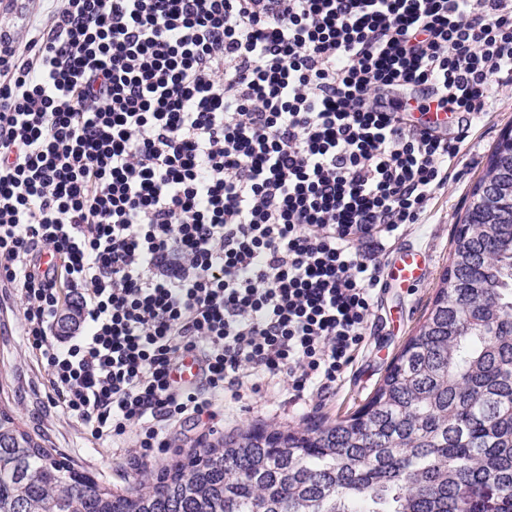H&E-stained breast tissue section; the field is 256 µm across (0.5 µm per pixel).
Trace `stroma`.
<instances>
[{
  "instance_id": "35a3bbf8",
  "label": "stroma",
  "mask_w": 512,
  "mask_h": 512,
  "mask_svg": "<svg viewBox=\"0 0 512 512\" xmlns=\"http://www.w3.org/2000/svg\"><path fill=\"white\" fill-rule=\"evenodd\" d=\"M42 11L40 0H0V29L11 32L18 47H25L30 38L28 26ZM507 128H512V85L500 89L487 120L469 129L458 173L445 191L429 202L423 223L405 227L398 240L399 245H412L429 254L431 264L425 282L409 290L388 288L379 293L364 346L333 389L299 401L278 390L247 394L243 410L226 416L225 431L270 423L302 427L321 418L350 415L368 401L393 358L423 322L449 263L455 222L464 214L470 191ZM21 328L17 297L0 299V404L6 405L22 429L44 447L99 483L124 489L141 473L171 465L191 450L211 443L207 427L192 421L172 430L168 448L140 464L131 463L125 449L99 447L86 426L62 407L48 405L44 390L47 374L27 351Z\"/></svg>"
}]
</instances>
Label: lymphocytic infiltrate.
I'll return each instance as SVG.
<instances>
[{"mask_svg":"<svg viewBox=\"0 0 512 512\" xmlns=\"http://www.w3.org/2000/svg\"><path fill=\"white\" fill-rule=\"evenodd\" d=\"M508 85L512 0H51L25 52L0 30V283L48 401L146 458L246 393L331 389L379 235Z\"/></svg>","mask_w":512,"mask_h":512,"instance_id":"f902f5d3","label":"lymphocytic infiltrate"}]
</instances>
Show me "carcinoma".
<instances>
[{
	"mask_svg": "<svg viewBox=\"0 0 512 512\" xmlns=\"http://www.w3.org/2000/svg\"><path fill=\"white\" fill-rule=\"evenodd\" d=\"M512 138L453 236L425 320L364 407L247 426L124 492L54 456L0 408V512H512Z\"/></svg>",
	"mask_w": 512,
	"mask_h": 512,
	"instance_id": "carcinoma-1",
	"label": "carcinoma"
}]
</instances>
